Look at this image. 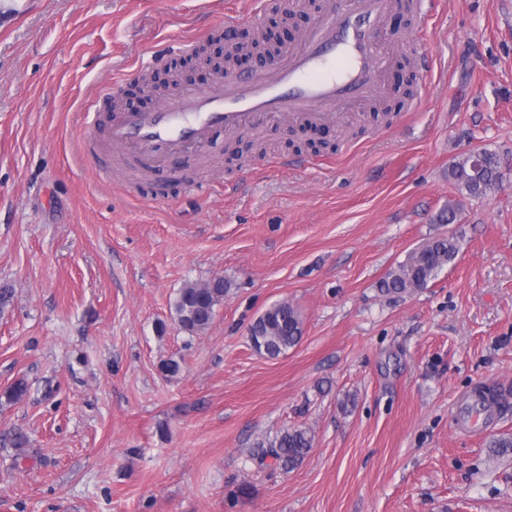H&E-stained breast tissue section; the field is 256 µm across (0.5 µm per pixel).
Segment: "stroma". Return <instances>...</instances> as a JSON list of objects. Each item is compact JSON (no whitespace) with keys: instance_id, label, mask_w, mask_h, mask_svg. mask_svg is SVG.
Here are the masks:
<instances>
[{"instance_id":"obj_1","label":"stroma","mask_w":512,"mask_h":512,"mask_svg":"<svg viewBox=\"0 0 512 512\" xmlns=\"http://www.w3.org/2000/svg\"><path fill=\"white\" fill-rule=\"evenodd\" d=\"M249 0H24L0 13V512H512V0L401 7L432 71L402 46L378 117L264 123L164 173L113 145L86 101L186 37L213 46ZM496 154L501 188L461 194L448 170ZM105 165L101 181L95 164ZM457 204L454 223L439 221ZM459 251L427 287L384 295L418 248ZM228 288L209 328L179 329L186 283ZM285 301L300 343L270 358L248 329ZM182 365L171 377L168 359ZM507 401L476 433L475 390ZM353 406H346V398ZM307 429L295 469L258 442Z\"/></svg>"}]
</instances>
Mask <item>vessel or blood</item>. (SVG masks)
Masks as SVG:
<instances>
[{
    "mask_svg": "<svg viewBox=\"0 0 512 512\" xmlns=\"http://www.w3.org/2000/svg\"><path fill=\"white\" fill-rule=\"evenodd\" d=\"M399 0H327L296 49L248 74L218 76L209 89H182L151 112L112 115L113 143L135 160L173 158L204 142L211 131L247 132L266 120L335 123L338 108L383 96L389 58L381 50Z\"/></svg>",
    "mask_w": 512,
    "mask_h": 512,
    "instance_id": "b4317fda",
    "label": "vessel or blood"
}]
</instances>
